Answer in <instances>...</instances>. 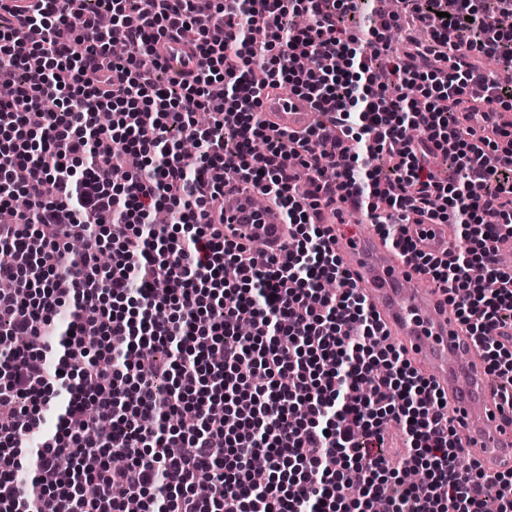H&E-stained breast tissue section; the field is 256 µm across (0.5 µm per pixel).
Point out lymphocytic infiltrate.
Here are the masks:
<instances>
[{
  "label": "lymphocytic infiltrate",
  "instance_id": "lymphocytic-infiltrate-1",
  "mask_svg": "<svg viewBox=\"0 0 512 512\" xmlns=\"http://www.w3.org/2000/svg\"><path fill=\"white\" fill-rule=\"evenodd\" d=\"M405 3L432 39L394 59L392 15L351 34L357 0H0V249L16 255L0 265V318L27 339L0 359V512H512V467L463 461L443 394L381 344L314 220L323 204L385 202L393 244L441 284L512 410V342L494 336L512 328L498 248L512 237V79L476 63L512 71V0ZM170 31L194 69L159 85L147 73ZM284 85L322 122L269 126L261 96ZM228 181L282 208V255L225 238ZM411 224L459 236L436 257ZM91 326L104 333L90 355ZM391 420L407 445L395 468ZM418 468L422 486L401 480Z\"/></svg>",
  "mask_w": 512,
  "mask_h": 512
}]
</instances>
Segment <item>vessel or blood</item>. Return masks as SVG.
<instances>
[{
    "label": "vessel or blood",
    "instance_id": "1",
    "mask_svg": "<svg viewBox=\"0 0 512 512\" xmlns=\"http://www.w3.org/2000/svg\"><path fill=\"white\" fill-rule=\"evenodd\" d=\"M159 45L162 62L183 66L189 49L176 35H166ZM261 109L280 131H301L311 124L310 103L292 94L263 93ZM429 230L424 237L419 226L410 225L418 249L447 251V226L433 224ZM224 234L277 254L289 239V227L277 205L258 206L252 191L239 189L224 194ZM336 249L390 340L444 392L464 452L490 473L512 467V417L501 410L499 391L487 382L484 368L471 360L474 345L445 295L426 287L421 273L380 234L337 239Z\"/></svg>",
    "mask_w": 512,
    "mask_h": 512
}]
</instances>
